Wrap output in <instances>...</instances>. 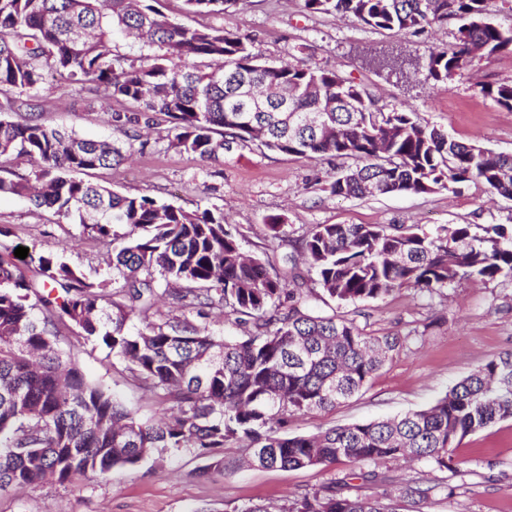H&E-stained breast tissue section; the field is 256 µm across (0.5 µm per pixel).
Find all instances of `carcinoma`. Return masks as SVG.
Segmentation results:
<instances>
[{
	"label": "carcinoma",
	"instance_id": "obj_1",
	"mask_svg": "<svg viewBox=\"0 0 512 512\" xmlns=\"http://www.w3.org/2000/svg\"><path fill=\"white\" fill-rule=\"evenodd\" d=\"M158 0H0V158L31 164L0 176V196L27 199L112 245L106 276L94 280L59 253L0 256V492L47 479L132 467L160 448H193L225 470L224 446L246 443L260 467L314 469L342 459L378 465L452 462L465 436L512 419V352L479 366L433 405L392 418L288 436L296 416L326 412L358 394L403 340L370 336L354 322L309 307L314 289L339 304L379 300L413 287L437 294L460 280L512 277V227L318 224L295 240L313 287L287 283L269 260L245 251L224 211L187 210L148 195L122 194L81 175L118 165L132 143L81 138L42 121L44 72L101 93L112 126L165 122L170 146L205 160L234 143L350 160L330 195H424L479 182L512 199V155L459 142L416 112L374 109L370 94L333 70L261 62L248 39L221 27H189L155 7ZM187 10L218 14L234 0H184ZM497 0H304L312 13L354 16L387 31L418 33L459 23L458 49H433L427 78L445 83L479 46L491 56L512 48V30L489 16ZM133 36L154 54L115 53ZM209 61V70L197 61ZM288 92V109L258 108L252 90ZM512 109V83L482 89ZM136 105L112 111V100ZM327 128L301 125L321 109ZM11 113L20 120L8 118ZM29 266L33 277L22 274ZM163 302L181 310L162 315ZM244 329L227 338L214 313ZM125 364L131 380L161 407L137 417L119 395L90 380L59 346L57 324ZM283 512H397L385 495L338 496L321 490L293 498Z\"/></svg>",
	"mask_w": 512,
	"mask_h": 512
}]
</instances>
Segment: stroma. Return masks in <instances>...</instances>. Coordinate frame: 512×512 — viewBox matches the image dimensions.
Here are the masks:
<instances>
[{
	"label": "stroma",
	"instance_id": "obj_1",
	"mask_svg": "<svg viewBox=\"0 0 512 512\" xmlns=\"http://www.w3.org/2000/svg\"><path fill=\"white\" fill-rule=\"evenodd\" d=\"M175 21L212 25L250 39L262 60L334 69L368 89L383 111L419 113L460 142H479L512 154V110L485 96L488 84L512 81V50L469 58L446 83L417 69L402 80L370 67L381 51L424 56L432 49H454L458 24L420 33L376 30L349 15L311 13L303 0H237L219 15L187 13L184 0H159ZM43 121L85 138H116L94 95L78 86L53 83L44 92ZM336 159H310L270 151L249 142L232 146L219 159L204 160L171 148L167 127L141 130L132 157L121 165L89 171L87 180L124 194H145L186 208H220L226 223L238 225L247 251L282 265L293 239L318 224L512 225V199L470 183L428 195L343 198L327 184L339 168ZM283 216L288 243L271 238L269 216ZM13 229L10 245L64 253L91 278L104 272L108 245L84 233L81 225L26 200L0 198V225ZM319 311L353 320L374 336L399 335L405 343L348 402L330 412L294 419L289 435H307L333 425L370 421L425 409L478 366L512 352V278L481 283L460 281L443 294L402 290L382 300L338 304L322 297ZM59 345L70 352L88 378L118 393L129 409L146 418L158 409L106 350L77 338L71 325H59ZM195 449L170 450L138 465L72 483L16 486L0 494V512H232L258 503L279 512L288 500L341 481V494L371 498L390 495L399 512H512V419L467 435L453 452L451 469L433 470L426 461L397 459L377 467L342 461L324 468L266 470L240 466L234 472L209 468ZM433 486L431 499L414 507L406 489L413 482Z\"/></svg>",
	"mask_w": 512,
	"mask_h": 512
}]
</instances>
